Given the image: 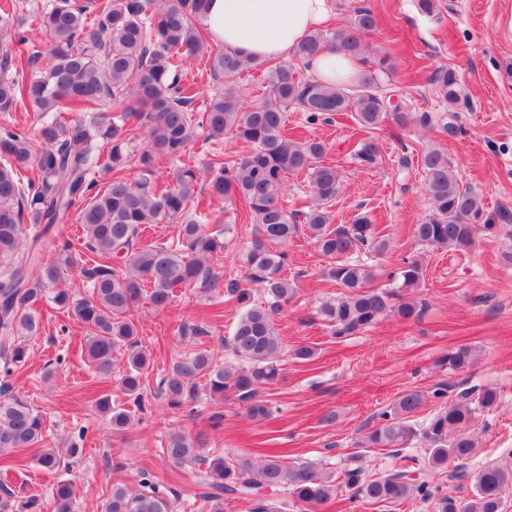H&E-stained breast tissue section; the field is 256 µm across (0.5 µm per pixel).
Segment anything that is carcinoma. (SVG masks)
Instances as JSON below:
<instances>
[{
  "instance_id": "cac0c4a2",
  "label": "carcinoma",
  "mask_w": 512,
  "mask_h": 512,
  "mask_svg": "<svg viewBox=\"0 0 512 512\" xmlns=\"http://www.w3.org/2000/svg\"><path fill=\"white\" fill-rule=\"evenodd\" d=\"M209 0H56L42 16L48 36L46 48L32 49L27 57L0 58V361L9 375L27 361L28 342L40 333L41 321L33 307L47 293L57 309L71 314L86 331L82 354L102 379L119 372L125 395L142 406L141 378L150 354L137 337L132 310L148 297L158 310L168 307L177 288H197L216 299L223 295L241 305L243 312L225 347L239 360L226 364L219 352L199 348L181 356L161 380L160 390L172 409L192 417L199 393L214 400L233 399L246 416L263 421L271 408L263 390L281 373L283 346L275 329L278 315L295 295L283 275L287 255L281 247L298 232L297 213L283 203L288 175L310 174L315 204L305 214V225L320 255L326 260L325 276L342 288L339 297L323 302L318 315L331 336L343 339L373 327L386 316L402 321L418 317L412 298L376 284L377 272L351 261L362 247L381 252L386 247L376 225L365 215L351 224H331L328 201L336 196L340 181L337 166L324 163V142L315 138L296 141L288 135L285 112L297 106L312 123L329 121L337 112H353L363 128L378 126L389 115L404 124L408 114L391 104L384 75L388 70L363 65L357 80L347 86L324 84L296 77L294 63L307 62L323 51L358 55L365 37L375 31L377 19L359 8L348 26L313 32L293 50L291 60L269 74V97L245 106L234 79L258 64L210 41L200 28ZM26 16L16 3L0 5V46L29 42ZM202 54L211 58L213 76L224 78V89L209 100L201 118H193L192 105L199 92L181 81L179 69ZM46 61L35 74L26 69L36 59ZM439 98L448 111L422 115L425 125L437 127L448 139L460 134L454 108L460 99L459 76L442 68L433 77ZM30 108L35 127L14 125L12 112ZM211 138L236 129L247 149L238 158L206 165L207 195H197L200 169L182 162L196 128ZM145 130L146 146L137 173L125 174L132 141ZM172 163L171 182L157 184L159 160ZM379 146L373 139L358 144L354 163L373 167ZM35 169L38 179L22 177ZM112 173L103 190L92 177L96 171ZM424 189L432 213L414 225L422 245L468 248L474 229L485 219L482 199L459 184L448 156L429 149L422 156ZM224 200L245 206L255 224L244 264L243 281L224 282L212 263L224 254V238L233 225L221 221L224 210L212 206ZM83 236L66 241L51 257L44 242L56 224L68 220L75 204ZM179 223L177 241L141 246L138 239L155 225ZM90 254L92 267L83 269L89 289L77 297L58 287L64 270L74 265L80 250ZM388 277L400 280L403 290L420 287L422 264L407 261ZM441 363L463 370L471 363L467 348L448 352ZM432 396L443 407L425 423L414 417L426 395L405 390L380 414V422L363 438V448H407L418 440L429 447L431 471L406 468L370 476L359 468L340 476L303 463L287 466L275 455H258L229 461L222 455L204 456L198 439L184 431L168 436L166 455L175 465L191 464L209 512H224V501L242 499L251 512H281L275 495L284 491L306 512L336 495L339 487L349 499L371 504H399L413 495L432 496L431 472L448 461L464 466L476 454L469 429L475 414L490 409L497 390L486 387L472 397L461 391L448 402V386L438 385ZM111 414L112 428L126 429L132 413L112 405L105 394L98 399ZM43 416L19 393L0 390V455L21 448H38L37 463L48 471L61 464V454L49 442ZM473 498L446 496L440 512H499L501 499L512 488V469L488 464L472 474ZM75 485L60 482L54 492L57 512H73ZM178 491L159 486L141 472L140 490L112 487L105 512H173ZM34 498L18 499L7 484H0V512H37Z\"/></svg>"
}]
</instances>
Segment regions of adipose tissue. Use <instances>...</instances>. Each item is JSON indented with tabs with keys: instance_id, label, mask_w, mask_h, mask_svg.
Returning a JSON list of instances; mask_svg holds the SVG:
<instances>
[{
	"instance_id": "ef3b65f1",
	"label": "adipose tissue",
	"mask_w": 512,
	"mask_h": 512,
	"mask_svg": "<svg viewBox=\"0 0 512 512\" xmlns=\"http://www.w3.org/2000/svg\"><path fill=\"white\" fill-rule=\"evenodd\" d=\"M333 13V0H211L205 23L225 48L258 61H278L325 27ZM358 68L354 57L332 51L310 63L314 77L330 85L353 81Z\"/></svg>"
}]
</instances>
